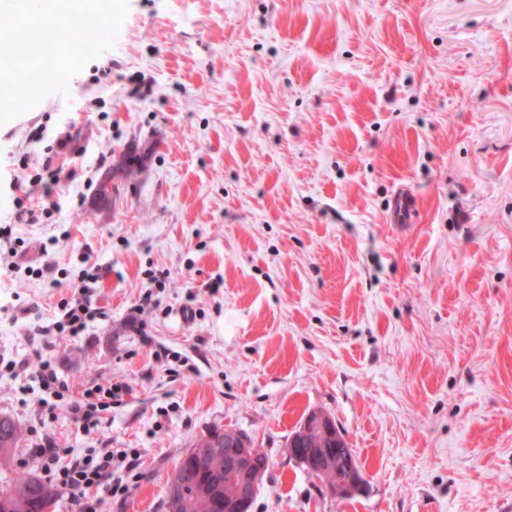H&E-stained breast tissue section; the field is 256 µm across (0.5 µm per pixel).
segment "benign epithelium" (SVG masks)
<instances>
[{
  "label": "benign epithelium",
  "instance_id": "1",
  "mask_svg": "<svg viewBox=\"0 0 512 512\" xmlns=\"http://www.w3.org/2000/svg\"><path fill=\"white\" fill-rule=\"evenodd\" d=\"M350 448L335 419L322 410H311L288 439V455L314 476L323 490L334 498L355 494L363 485L362 473L348 463ZM224 455L223 512H251V506L268 470L267 459L252 451L250 440L232 428L209 429L197 436L183 460L193 464V471L176 467L168 475L163 498L167 512L178 497L186 478L203 471L208 456Z\"/></svg>",
  "mask_w": 512,
  "mask_h": 512
}]
</instances>
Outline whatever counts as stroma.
Listing matches in <instances>:
<instances>
[{
  "label": "stroma",
  "mask_w": 512,
  "mask_h": 512,
  "mask_svg": "<svg viewBox=\"0 0 512 512\" xmlns=\"http://www.w3.org/2000/svg\"><path fill=\"white\" fill-rule=\"evenodd\" d=\"M46 161L74 178L16 260L56 237L61 285L0 281V355L127 387L99 430L50 427L138 453L105 512H159L214 426L269 458L252 512H512V0H130L68 93L0 125V219L43 204L10 182ZM84 253L104 315L44 346L28 330ZM148 290L146 345L126 321ZM317 409L362 466L342 502L288 455Z\"/></svg>",
  "instance_id": "obj_1"
}]
</instances>
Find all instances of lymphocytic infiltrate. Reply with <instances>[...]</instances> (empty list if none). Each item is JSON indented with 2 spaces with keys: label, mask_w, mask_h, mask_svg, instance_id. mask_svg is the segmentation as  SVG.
<instances>
[{
  "label": "lymphocytic infiltrate",
  "mask_w": 512,
  "mask_h": 512,
  "mask_svg": "<svg viewBox=\"0 0 512 512\" xmlns=\"http://www.w3.org/2000/svg\"><path fill=\"white\" fill-rule=\"evenodd\" d=\"M101 277L98 264L84 263L71 294L59 302L54 321L37 327V335L77 336L86 331L99 313L92 305V296ZM0 375L15 380L33 378L43 393L37 414L42 432L24 450L22 465L38 467L61 495L75 503L78 512H103L106 501L128 492V476L136 461L134 451L63 448L47 430L56 418L57 409L63 407L79 429L86 433L95 431L124 393L123 385L93 381L72 389L59 378L54 359L43 355L33 366L23 361H8L0 366Z\"/></svg>",
  "instance_id": "lymphocytic-infiltrate-1"
}]
</instances>
